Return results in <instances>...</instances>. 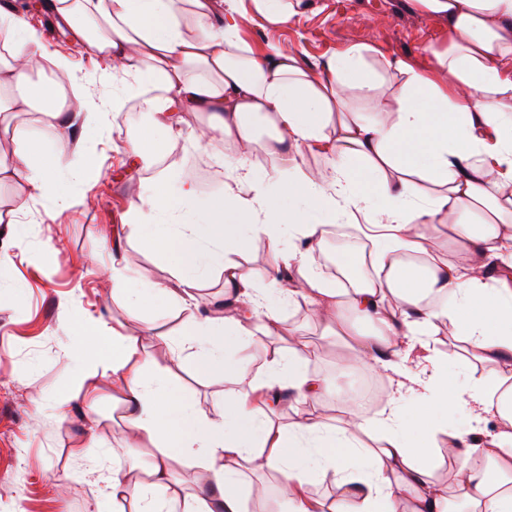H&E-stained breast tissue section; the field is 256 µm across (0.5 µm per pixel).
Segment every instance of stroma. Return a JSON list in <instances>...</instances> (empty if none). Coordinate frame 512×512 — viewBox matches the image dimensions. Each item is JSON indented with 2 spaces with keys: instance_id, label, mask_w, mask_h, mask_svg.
Masks as SVG:
<instances>
[{
  "instance_id": "35a3bbf8",
  "label": "stroma",
  "mask_w": 512,
  "mask_h": 512,
  "mask_svg": "<svg viewBox=\"0 0 512 512\" xmlns=\"http://www.w3.org/2000/svg\"><path fill=\"white\" fill-rule=\"evenodd\" d=\"M29 8V19L41 32L46 61L65 58L88 95L110 101L111 81L100 80L105 64L82 44L59 29L47 8L32 10L33 0H17ZM305 13L288 23L273 25L253 15L243 38L258 53L277 49L300 55L317 66L350 45L367 46L368 61L379 55L408 58L418 70L431 71L432 52L448 45L446 20L414 11L409 0H307ZM130 118L108 112L98 133L83 135L74 128L62 143L72 154L80 140L93 149V167L82 180L66 183L81 206L59 198L27 201L24 183L0 181V212L15 213L23 250L13 249L8 235H0V251L11 252L13 269L0 282V512H92L98 488L87 473H111L124 459L122 410L103 391L99 434L103 447L81 456L72 448L82 442L77 418L59 419L50 404L74 383V365L61 348L80 329L81 317L91 314L120 322L125 334L152 324L171 336L179 335L190 308H156L143 302L137 314L112 298V279L100 275V266L121 253L137 287L171 280L168 256L139 238L126 236L114 246L113 225L128 223L140 202V185L167 175L169 168L153 165L132 170L125 162ZM309 307L300 303L282 311L277 331L252 345L247 359L253 371L264 367L270 350H287L296 337L309 348L320 349L308 368L328 381L336 379V364L349 354L340 342L325 345L323 327L310 322ZM153 370L169 373L173 387L208 409L224 397L221 376L197 373L192 361L173 365L166 350H153Z\"/></svg>"
}]
</instances>
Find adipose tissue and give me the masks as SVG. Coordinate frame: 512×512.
<instances>
[{"label":"adipose tissue","mask_w":512,"mask_h":512,"mask_svg":"<svg viewBox=\"0 0 512 512\" xmlns=\"http://www.w3.org/2000/svg\"><path fill=\"white\" fill-rule=\"evenodd\" d=\"M410 2L448 22V46L434 51L431 74L402 57L372 69L361 46L315 69L274 48L255 54L240 36L249 16L237 0H53L71 37L111 61L121 81L112 111L142 100L153 129L171 138L183 135L172 113H213L188 137L215 148L225 178L223 193L204 199L192 174L176 171L151 183L136 206L131 230L172 253V281L142 292L129 287L117 255L111 272L114 296L133 313L146 295L167 307L187 304L216 271L234 307L221 316L197 312L176 337L149 326L126 336L87 322L63 348L76 356L77 389L55 398L60 419L77 398L96 423L103 377L124 406L128 455L106 478L105 500H133L137 512H245L244 475L272 471L284 512H398L404 501L408 512H512V71L500 68L512 60V0ZM0 43L9 47L0 56V112L49 118L44 133L0 155V177L23 181L34 199L59 195L77 169L59 145L74 122L99 123L100 107L70 77L66 60L55 63L59 80L36 78L41 35L2 6ZM384 88L391 118L354 107V98L374 101ZM307 151L323 156L324 166H305ZM161 212L181 224L157 223ZM371 214L389 229L375 250L376 279L349 288L325 278L312 244L326 226ZM429 224L447 225L464 265L429 248L422 232ZM257 240L277 257L275 307L241 261ZM400 249L420 265L399 263ZM301 302L348 337L345 370L390 373L377 417L348 396L333 423L269 416L271 390L315 403L324 380L308 371L298 340L287 352L271 351L261 372L239 353L273 333L281 307ZM442 327L466 343V355L492 364L489 376L448 390L427 341ZM150 341L175 361L191 358L199 372L223 373L232 383L223 402L203 410L164 374L149 373ZM408 392L416 397L410 408L402 403ZM457 412L465 424L449 430ZM490 416L493 433L482 428ZM370 430L378 444L366 449L359 437ZM440 434L448 456L465 460L447 486L431 479ZM143 442L152 445L153 462L141 480ZM180 459L204 471L206 492L177 494L172 463ZM316 481L336 488L332 509L309 495Z\"/></svg>","instance_id":"obj_1"}]
</instances>
